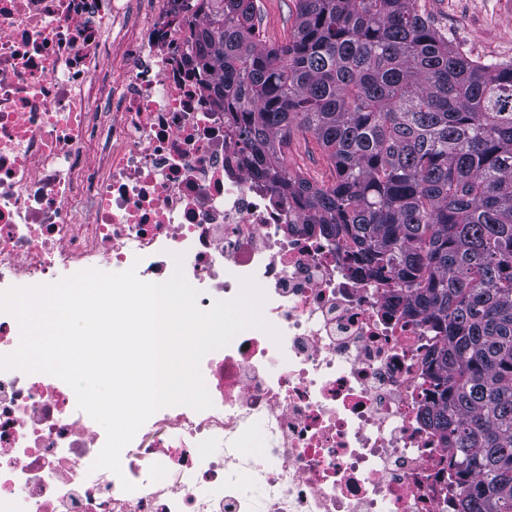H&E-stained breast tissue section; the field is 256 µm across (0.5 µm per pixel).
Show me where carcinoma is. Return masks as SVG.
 <instances>
[{
  "label": "carcinoma",
  "instance_id": "carcinoma-1",
  "mask_svg": "<svg viewBox=\"0 0 512 512\" xmlns=\"http://www.w3.org/2000/svg\"><path fill=\"white\" fill-rule=\"evenodd\" d=\"M417 2L298 0L269 48L257 0H201L196 63L219 72L257 180L413 294L444 341L426 419L455 450L461 512H512V61L473 59ZM295 131L328 152V187L288 168Z\"/></svg>",
  "mask_w": 512,
  "mask_h": 512
}]
</instances>
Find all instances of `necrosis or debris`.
<instances>
[{"label":"necrosis or debris","instance_id":"obj_1","mask_svg":"<svg viewBox=\"0 0 512 512\" xmlns=\"http://www.w3.org/2000/svg\"><path fill=\"white\" fill-rule=\"evenodd\" d=\"M201 19L198 0H0V290L179 269L207 309L250 278L270 325L208 353L212 407L156 411L118 474L93 469L102 427L63 380L0 371V512H460L424 417L439 337L242 165L194 63Z\"/></svg>","mask_w":512,"mask_h":512}]
</instances>
